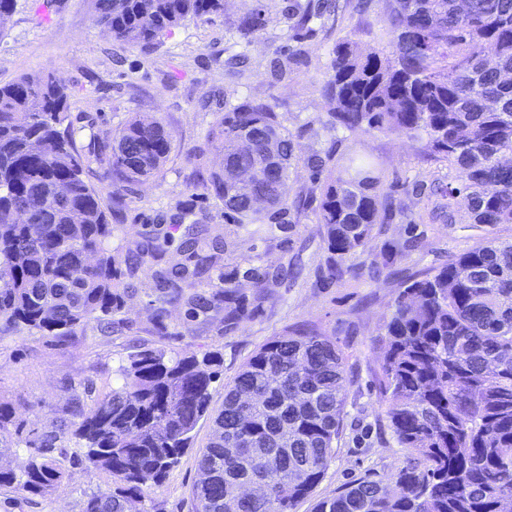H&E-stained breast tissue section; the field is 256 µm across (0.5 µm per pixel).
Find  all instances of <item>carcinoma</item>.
Wrapping results in <instances>:
<instances>
[{
  "label": "carcinoma",
  "mask_w": 512,
  "mask_h": 512,
  "mask_svg": "<svg viewBox=\"0 0 512 512\" xmlns=\"http://www.w3.org/2000/svg\"><path fill=\"white\" fill-rule=\"evenodd\" d=\"M388 49L363 55L339 40L322 94L329 123L348 131L427 135L432 153L457 171L445 207L464 196L475 224H512V0H385ZM98 24L123 43L151 49L172 28L224 12V0H94ZM264 0H250L236 20L244 36L267 26ZM64 84L24 76L0 86V335L23 329L64 342L96 328L127 324L129 288L114 276L112 225L85 180L95 161L118 189L157 175L173 138L163 122L133 117L110 144L80 153L70 128ZM226 169L211 171L204 152L194 173L236 224H286L289 207L313 211L326 244L325 279L333 281L378 224L395 213L381 191L377 164L351 155L331 165L320 192L288 202L294 135L263 98L224 108L210 133ZM219 230H196L169 261L156 318L181 302L187 316L221 317L231 331L250 302L224 278L206 294L196 279L222 260ZM168 239L155 236L128 253L135 272L145 257L161 260ZM243 276L283 283L288 273L248 268ZM220 360L167 355L144 347L115 371L112 390L89 409L71 412V435L86 466L112 476V491L85 497L81 512H147L149 489L162 482L191 446L204 419L213 435L198 460L194 512H294L323 480L336 452L347 404L346 357L313 326L261 345L224 386L211 409ZM380 393L398 444L410 455L396 488L368 479L317 500L312 512H512V242L470 249L414 279L399 292L385 325ZM14 410L0 403V442ZM19 472L0 467V488L32 495L61 485L66 470L53 456L56 437ZM267 485L266 499L239 493Z\"/></svg>",
  "instance_id": "1"
}]
</instances>
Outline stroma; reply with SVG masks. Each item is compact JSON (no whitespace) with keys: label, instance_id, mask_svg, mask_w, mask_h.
<instances>
[{"label":"stroma","instance_id":"1","mask_svg":"<svg viewBox=\"0 0 512 512\" xmlns=\"http://www.w3.org/2000/svg\"><path fill=\"white\" fill-rule=\"evenodd\" d=\"M295 3L317 13L310 30L300 35L285 16L287 6ZM266 5L269 22L259 33L240 35L235 20L242 0H224L223 14L179 26L150 50L114 40L96 23L93 0H16L0 27V85L24 75L49 76L64 84L70 94L66 123L79 150H86L94 135L111 141L114 131L135 115L160 119L173 134L175 148L161 174L135 186L121 202L113 201V186L102 168L91 164L87 180L106 208L113 254H125L159 232L176 245L194 224H217L224 228L229 249L220 265L199 280V287L223 286L225 273L236 268L271 271L295 264L302 269L288 287L269 281L260 289L252 280L239 278L236 286L243 294H260L264 301L260 311L231 332L216 319H190L178 303L168 305L163 319H156L157 274L166 266L161 260L143 265L135 277H120L135 287L125 298L129 330L111 335L89 330L63 343L25 330L0 338V402L13 407L21 426L7 455L12 468L27 465L30 440L59 433L85 382H93L97 394L109 392L113 370L137 346L170 355L218 356L220 374L212 384V405L218 409L225 384L242 363L268 340L303 324L331 336L343 350L348 399L336 454L313 499L301 502L296 512H311L314 499L332 496L356 479L392 484L405 466L408 452L388 427L379 389L381 339L395 299L405 282L449 257L493 238L511 241L512 224L471 223L462 204L453 217L429 220V213L443 203L437 187L458 186L459 177L432 155L426 137L330 128L321 87L332 50L350 35L356 36L360 52L385 48L384 0H266ZM235 54L244 55L243 66L225 67V60ZM276 56L288 67V78L271 75L268 62ZM252 96L273 104L295 135L289 195L318 192L321 182L306 163L313 151L331 148L340 158L358 153L378 164L382 190L398 212L392 222L375 228L339 280L323 281L327 250L312 212L289 211L284 226L228 224L212 190L192 181L194 154L206 152L211 167L222 165V154L209 142L216 115L225 104ZM175 198L188 212L181 224L169 220ZM413 234L417 246L404 249ZM210 431V421H200L191 448L151 488L148 504L154 512H193L197 461ZM59 447L66 454L64 483L39 495L0 489V512H80L84 495L111 487L108 473L81 464L82 450L73 439L62 435Z\"/></svg>","mask_w":512,"mask_h":512}]
</instances>
